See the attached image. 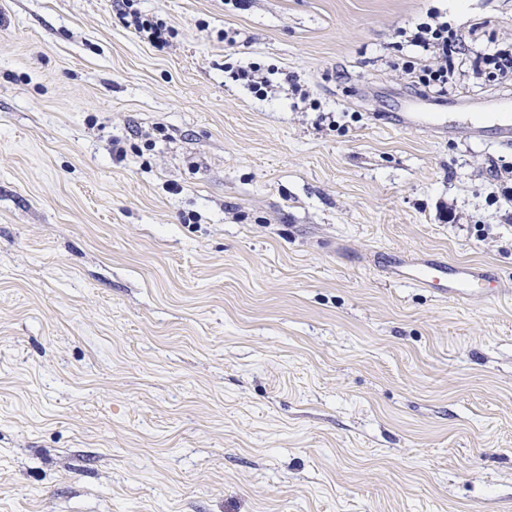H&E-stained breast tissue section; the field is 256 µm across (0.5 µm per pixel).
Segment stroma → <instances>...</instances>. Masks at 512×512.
Listing matches in <instances>:
<instances>
[{
  "mask_svg": "<svg viewBox=\"0 0 512 512\" xmlns=\"http://www.w3.org/2000/svg\"><path fill=\"white\" fill-rule=\"evenodd\" d=\"M139 7L169 45L115 0H0V512H512V297L369 264L512 289V145L378 121L419 90L398 30L434 8L470 53L512 0ZM122 16L127 27L132 28L135 33L146 36L153 43L166 45V34L170 31L162 23H158L143 14L139 9L137 0H121ZM372 261L390 280L424 288L452 302H467L477 296L500 297L508 290L491 268L440 255L404 259L392 251H379Z\"/></svg>",
  "mask_w": 512,
  "mask_h": 512,
  "instance_id": "35a3bbf8",
  "label": "stroma"
}]
</instances>
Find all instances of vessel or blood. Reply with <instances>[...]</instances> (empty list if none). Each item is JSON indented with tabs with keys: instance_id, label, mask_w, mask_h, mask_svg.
Returning a JSON list of instances; mask_svg holds the SVG:
<instances>
[{
	"instance_id": "obj_1",
	"label": "vessel or blood",
	"mask_w": 512,
	"mask_h": 512,
	"mask_svg": "<svg viewBox=\"0 0 512 512\" xmlns=\"http://www.w3.org/2000/svg\"><path fill=\"white\" fill-rule=\"evenodd\" d=\"M386 124L405 131L426 128L451 138L460 134L474 142L508 145L512 143V97H499L496 111L481 118L466 112H423L406 104L388 116ZM373 264L392 281L426 289L452 302L506 293L504 281L491 268L440 255L406 259L391 251H380L374 255Z\"/></svg>"
}]
</instances>
